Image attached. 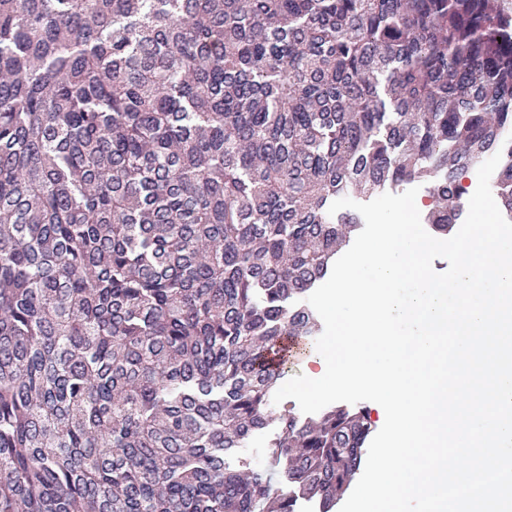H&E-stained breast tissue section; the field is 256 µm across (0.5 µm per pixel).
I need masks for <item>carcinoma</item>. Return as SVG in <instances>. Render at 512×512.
<instances>
[{
	"mask_svg": "<svg viewBox=\"0 0 512 512\" xmlns=\"http://www.w3.org/2000/svg\"><path fill=\"white\" fill-rule=\"evenodd\" d=\"M499 151L511 216L500 0H0V512H331L367 410L272 411L328 209L421 182L447 235ZM280 433V429L276 422L256 435L248 444V448H242L240 457L251 464V466L262 467L267 464L268 454L267 447L269 443Z\"/></svg>",
	"mask_w": 512,
	"mask_h": 512,
	"instance_id": "carcinoma-1",
	"label": "carcinoma"
}]
</instances>
